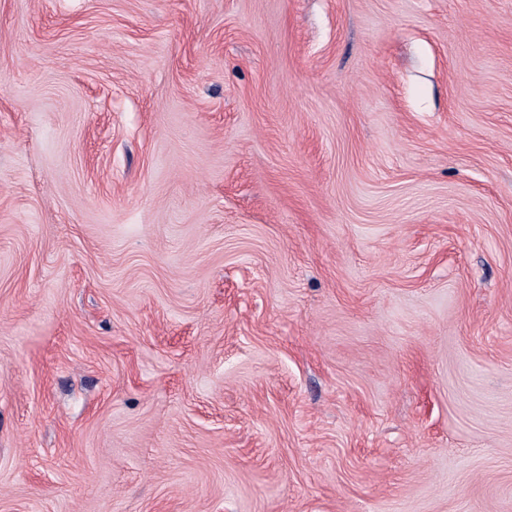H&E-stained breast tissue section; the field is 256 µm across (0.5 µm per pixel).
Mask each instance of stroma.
<instances>
[{
  "mask_svg": "<svg viewBox=\"0 0 512 512\" xmlns=\"http://www.w3.org/2000/svg\"><path fill=\"white\" fill-rule=\"evenodd\" d=\"M0 512H512V0H0Z\"/></svg>",
  "mask_w": 512,
  "mask_h": 512,
  "instance_id": "1",
  "label": "stroma"
}]
</instances>
